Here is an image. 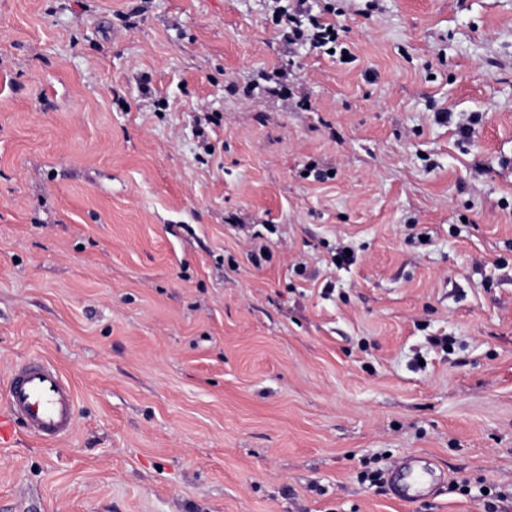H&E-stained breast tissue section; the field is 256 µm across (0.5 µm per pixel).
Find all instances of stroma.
<instances>
[{
    "label": "stroma",
    "mask_w": 512,
    "mask_h": 512,
    "mask_svg": "<svg viewBox=\"0 0 512 512\" xmlns=\"http://www.w3.org/2000/svg\"><path fill=\"white\" fill-rule=\"evenodd\" d=\"M288 3L0 0V512H512V0ZM296 2L292 12L290 9L280 13V21L285 17L288 32L285 34L289 45L309 42L315 48L323 49L329 53L336 48L338 30L335 24L325 22L318 15L312 14L307 7V0H294ZM331 29V32H328ZM333 53L335 50L333 49ZM331 53V54H333ZM0 408V444L14 436L21 421L32 438L51 443L71 434L75 426L73 387L54 365L38 359L20 362L11 371Z\"/></svg>",
    "instance_id": "35a3bbf8"
}]
</instances>
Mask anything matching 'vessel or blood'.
<instances>
[{
    "label": "vessel or blood",
    "mask_w": 512,
    "mask_h": 512,
    "mask_svg": "<svg viewBox=\"0 0 512 512\" xmlns=\"http://www.w3.org/2000/svg\"><path fill=\"white\" fill-rule=\"evenodd\" d=\"M75 412L74 390L59 369L42 360H25L0 391V442L13 438L19 422L38 441H58L73 431Z\"/></svg>",
    "instance_id": "obj_1"
}]
</instances>
